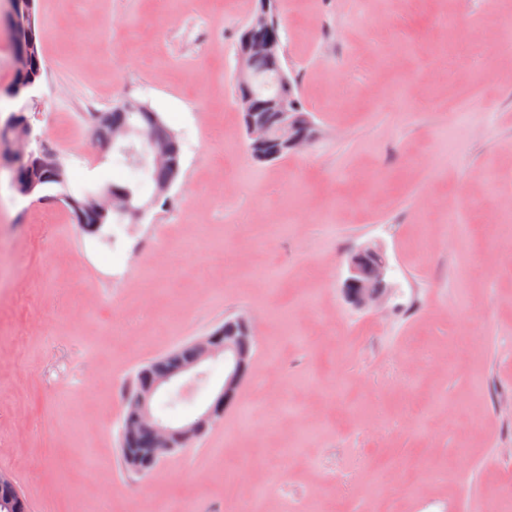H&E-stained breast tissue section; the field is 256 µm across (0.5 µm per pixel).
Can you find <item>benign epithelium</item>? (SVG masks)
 Returning <instances> with one entry per match:
<instances>
[{
  "label": "benign epithelium",
  "mask_w": 512,
  "mask_h": 512,
  "mask_svg": "<svg viewBox=\"0 0 512 512\" xmlns=\"http://www.w3.org/2000/svg\"><path fill=\"white\" fill-rule=\"evenodd\" d=\"M271 0H257L256 9L237 49L239 108L244 111L247 141L253 155L270 160L280 155H295L308 149L314 136L306 129L314 127L312 119L290 110L292 99L290 80L282 78L283 94L259 106L252 104V65L255 59H272L280 43V30L271 25ZM9 30L14 35L13 75H21L32 66L31 47L36 42L34 0L9 13ZM126 106L141 109L145 120L146 139L143 153L149 166L167 170V179L158 185L157 193H168L177 181L182 167V143L175 133L165 129L157 113L147 106L129 100ZM33 127L21 112L11 113L5 121L0 138V154L8 162L20 163L33 173L32 179L21 185L22 194L30 196L44 188V182L60 178L62 165L41 149L31 147ZM134 139L133 130L125 125L113 126L112 140L96 142L101 153L119 150ZM71 215L77 226L86 232H96L102 224L87 222L86 216L99 219L116 216L123 224H141L153 208V201L134 199L123 190H101L82 201L66 196L58 201ZM346 277L343 290L348 301L365 310L385 300L392 288V266L385 249L365 243L345 258ZM256 352V337L248 319L228 318L203 336L184 342L144 364L137 374L134 393H125L122 416V451L137 468L157 469L167 459L183 449L201 442L224 420L237 394L251 371ZM224 359V384L194 418L173 424L155 413L158 395L179 381L189 384L200 375L199 368L211 360Z\"/></svg>",
  "instance_id": "obj_1"
}]
</instances>
